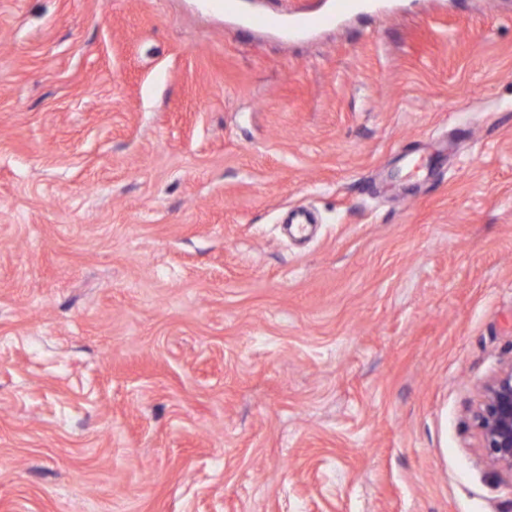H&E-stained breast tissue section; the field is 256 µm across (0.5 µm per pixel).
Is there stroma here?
<instances>
[{"mask_svg": "<svg viewBox=\"0 0 512 512\" xmlns=\"http://www.w3.org/2000/svg\"><path fill=\"white\" fill-rule=\"evenodd\" d=\"M382 2L0 0V512H512V0ZM318 13L301 12L287 18L273 13H259L243 18V25L276 31L284 38L307 36L315 31L334 26L344 16L360 9L361 0H336ZM473 420L488 464L512 477V361L482 387Z\"/></svg>", "mask_w": 512, "mask_h": 512, "instance_id": "1", "label": "stroma"}]
</instances>
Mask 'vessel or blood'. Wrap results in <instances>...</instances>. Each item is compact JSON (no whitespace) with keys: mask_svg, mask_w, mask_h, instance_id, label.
<instances>
[{"mask_svg":"<svg viewBox=\"0 0 512 512\" xmlns=\"http://www.w3.org/2000/svg\"><path fill=\"white\" fill-rule=\"evenodd\" d=\"M361 0H334L324 11L302 12L290 17L273 13H259L244 18V25L276 31L284 38L307 36L315 31L336 25L344 16L356 11Z\"/></svg>","mask_w":512,"mask_h":512,"instance_id":"1","label":"vessel or blood"}]
</instances>
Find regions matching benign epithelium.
<instances>
[{
  "label": "benign epithelium",
  "mask_w": 512,
  "mask_h": 512,
  "mask_svg": "<svg viewBox=\"0 0 512 512\" xmlns=\"http://www.w3.org/2000/svg\"><path fill=\"white\" fill-rule=\"evenodd\" d=\"M473 420L488 464L512 476V362L482 387Z\"/></svg>",
  "instance_id": "obj_1"
}]
</instances>
